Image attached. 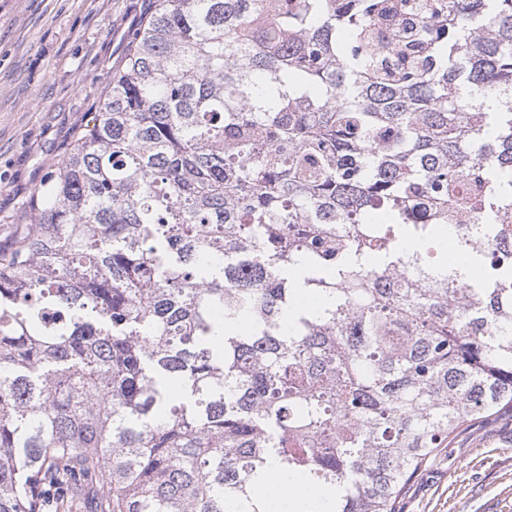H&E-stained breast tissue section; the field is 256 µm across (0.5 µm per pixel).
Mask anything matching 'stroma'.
I'll return each mask as SVG.
<instances>
[{
  "label": "stroma",
  "instance_id": "obj_1",
  "mask_svg": "<svg viewBox=\"0 0 512 512\" xmlns=\"http://www.w3.org/2000/svg\"><path fill=\"white\" fill-rule=\"evenodd\" d=\"M154 0H0V244L91 121ZM399 512H512V412L457 434Z\"/></svg>",
  "mask_w": 512,
  "mask_h": 512
}]
</instances>
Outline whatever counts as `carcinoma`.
<instances>
[{
	"mask_svg": "<svg viewBox=\"0 0 512 512\" xmlns=\"http://www.w3.org/2000/svg\"><path fill=\"white\" fill-rule=\"evenodd\" d=\"M510 211L512 0H157L0 249V512H396L512 408ZM280 490H286L283 494L274 490L272 485H260L259 489L264 498L267 499V512H321L327 508L326 504H318L321 494L317 492L303 495L298 482L292 478L284 476L278 481ZM315 504L313 508L306 509V504Z\"/></svg>",
	"mask_w": 512,
	"mask_h": 512,
	"instance_id": "1",
	"label": "carcinoma"
}]
</instances>
